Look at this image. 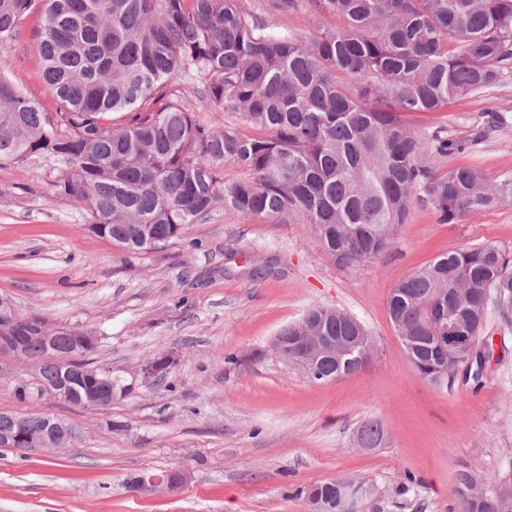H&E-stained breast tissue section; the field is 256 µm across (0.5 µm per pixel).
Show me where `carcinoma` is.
<instances>
[{
  "label": "carcinoma",
  "instance_id": "cac0c4a2",
  "mask_svg": "<svg viewBox=\"0 0 512 512\" xmlns=\"http://www.w3.org/2000/svg\"><path fill=\"white\" fill-rule=\"evenodd\" d=\"M343 25L308 37L274 29L240 0H0V43L37 12L47 112L0 77V161L48 155L58 196L80 202L90 224L127 252L184 239L224 206L227 218L300 215L339 268L370 262L394 241L416 200L442 224L491 210L506 188L472 167L438 170L434 156L465 150L441 133L423 137L408 112H443L512 72V0H310ZM190 78L218 112H236L259 136L196 121L172 90ZM230 162L246 178L224 174ZM512 322V253L492 243L444 253L399 281L387 311L421 377L449 382L471 368L448 349V319L476 345L491 343L488 308ZM336 336L371 353L362 324L314 307L281 331ZM357 372L327 358L306 374L331 381ZM378 421L363 448L383 442ZM472 465L456 473L457 512H512V492ZM369 482L337 476L305 489L325 512L370 501Z\"/></svg>",
  "mask_w": 512,
  "mask_h": 512
}]
</instances>
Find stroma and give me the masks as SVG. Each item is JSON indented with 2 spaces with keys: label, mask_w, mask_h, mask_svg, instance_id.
I'll return each mask as SVG.
<instances>
[{
  "label": "stroma",
  "mask_w": 512,
  "mask_h": 512,
  "mask_svg": "<svg viewBox=\"0 0 512 512\" xmlns=\"http://www.w3.org/2000/svg\"><path fill=\"white\" fill-rule=\"evenodd\" d=\"M242 5L302 35L342 23L305 7L282 14L276 0ZM40 28V16L28 15L16 38L0 43V74L50 111ZM176 93L200 124L253 134L239 114L216 111L198 86L183 82ZM411 121L468 143L439 158L441 170L469 166L492 184L512 182V79ZM54 176L48 158L0 162V294L20 315L93 332L90 360L112 370V405L37 395L18 402L15 388L32 369L0 362V413L50 416L75 430L62 448H0V512H312L302 488L340 475L379 485L366 512H454L462 464L489 477L512 472V324L489 311L500 354L480 386H435L413 369L387 312L391 289L445 252L485 243L512 251V201L455 224L414 202L387 251L342 270L302 217L228 220L220 207L189 226L184 240L128 254L85 231L82 204L52 195ZM316 306L365 326L378 349L368 366L315 382L271 353L275 336ZM161 353L176 357L174 369L163 383L142 384L138 364ZM369 420L384 428L380 447L358 444ZM174 468L191 473L176 492L143 496L126 486ZM408 474L414 483L398 494Z\"/></svg>",
  "instance_id": "stroma-1"
}]
</instances>
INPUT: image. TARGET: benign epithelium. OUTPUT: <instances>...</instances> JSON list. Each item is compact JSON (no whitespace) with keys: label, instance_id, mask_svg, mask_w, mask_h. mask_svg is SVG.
Listing matches in <instances>:
<instances>
[{"label":"benign epithelium","instance_id":"obj_1","mask_svg":"<svg viewBox=\"0 0 512 512\" xmlns=\"http://www.w3.org/2000/svg\"><path fill=\"white\" fill-rule=\"evenodd\" d=\"M37 333L43 342L42 354L31 356L27 351V335ZM97 337L79 329L67 328L60 331L58 327L48 324L40 315L20 316L10 298L0 295V358L9 357L23 359L36 368L33 379L27 384L40 393L58 400H68L73 393H78V404L84 407L108 408L112 406V370L91 365L89 355L95 350ZM448 345L468 351L472 348V337L466 332L448 325ZM291 346L297 352L310 350L307 336H295L291 342L276 338L272 349L279 352ZM48 365L56 368L55 378L47 382L42 373ZM175 365L173 357L162 354L141 363L136 375L143 382L154 383L162 372H169ZM89 383L82 391H76L75 384ZM73 436L72 427L53 417L44 418L38 427H33L23 413L12 415V427L9 431L0 432L1 448H61ZM189 471L174 469L163 475L142 474L129 482L130 491L149 495L159 488L174 491L188 482Z\"/></svg>","mask_w":512,"mask_h":512}]
</instances>
